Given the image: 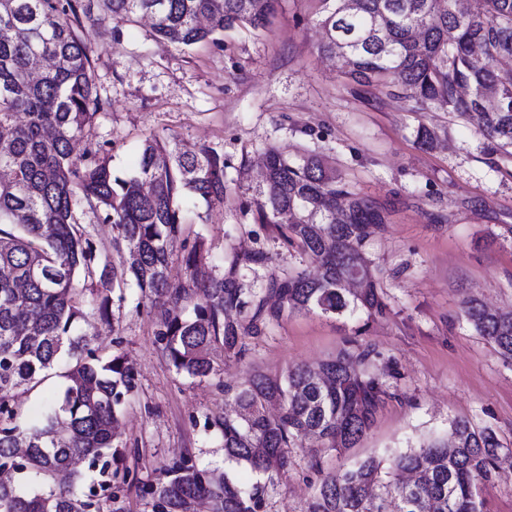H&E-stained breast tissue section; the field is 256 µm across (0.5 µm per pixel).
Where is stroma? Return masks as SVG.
<instances>
[{"mask_svg":"<svg viewBox=\"0 0 512 512\" xmlns=\"http://www.w3.org/2000/svg\"><path fill=\"white\" fill-rule=\"evenodd\" d=\"M320 0H280L266 28H237L221 45L160 44L149 24L106 18L86 34L95 83L105 103L77 146L111 142L119 172L136 167L145 137L206 145L224 157L223 204L197 205L188 239L202 238L212 259L230 250H263L264 274L306 268L271 224L254 220L264 154L274 147L297 161L321 157L349 190L387 213L364 253L381 270L386 316L327 318L290 311L242 337V358L217 357L216 380L196 383L166 363L155 317L135 300L99 326L96 345L126 354L136 374L115 438L122 449L115 499L101 512H145L146 484L187 456L198 467L240 482L252 475L226 462L208 418L232 412L234 389L254 373L271 378L314 365L352 345L371 347L373 371L393 393L353 448L326 451L312 469L299 448L288 471L268 486L263 512H306L323 476L369 456L442 436L452 420L492 429L512 450V364L467 322L462 301L474 296L512 310V153L494 148L473 125L413 102L381 85L358 86L319 51ZM437 137L421 147L417 130Z\"/></svg>","mask_w":512,"mask_h":512,"instance_id":"35a3bbf8","label":"stroma"}]
</instances>
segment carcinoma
Listing matches in <instances>:
<instances>
[{
    "label": "carcinoma",
    "mask_w": 512,
    "mask_h": 512,
    "mask_svg": "<svg viewBox=\"0 0 512 512\" xmlns=\"http://www.w3.org/2000/svg\"><path fill=\"white\" fill-rule=\"evenodd\" d=\"M0 0V512H100L113 497L112 463L122 457L114 427L133 391L134 369L94 344L100 325L126 290L137 305L160 309L155 336L176 373L202 383L217 375L213 353L239 357V336L256 334L291 310L327 317L386 314L380 282L363 248L386 223L383 210L347 190L316 156L296 163L276 148L255 221L276 226L319 273L271 274L247 281L270 257L262 250L221 258L224 272L198 277L207 259L201 239H181L188 203H224V157L206 145L181 151L171 140H144L133 174H114L104 146L75 153L104 108L85 41L105 16L151 18L164 42L221 44L239 27L263 28L278 0ZM320 51L346 64L359 86L384 82L414 93L415 112L435 104L471 121L499 148L512 149V0H322ZM89 209L112 226L119 264L102 257L76 212ZM181 241L186 281L170 282L173 243ZM357 275L358 286L344 282ZM467 321L512 363V314L476 297L462 302ZM238 318H231V313ZM375 351L359 347L281 379L251 375L236 392L239 414L215 416L224 458L255 474L250 488L182 459L150 484L148 512H261L267 485L288 471V449L307 441L311 468L319 452L353 447L390 396L370 368ZM63 383L40 420H28L19 392L56 373ZM279 405L271 417L266 408ZM448 438L432 437L384 458L369 456L325 476L307 512H482L481 486L498 468L501 445L488 428L455 419Z\"/></svg>",
    "instance_id": "1"
}]
</instances>
